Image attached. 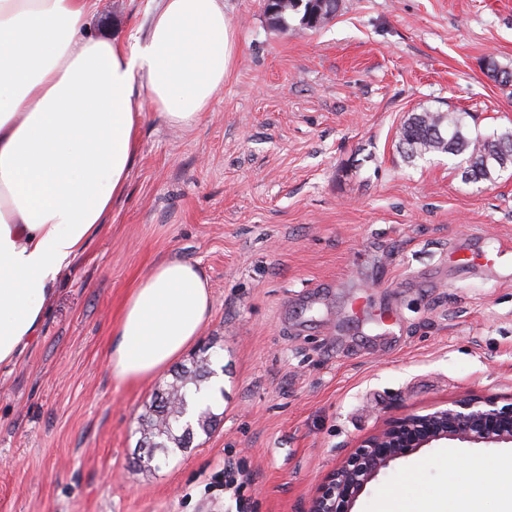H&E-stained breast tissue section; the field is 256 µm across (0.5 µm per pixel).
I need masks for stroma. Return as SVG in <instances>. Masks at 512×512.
<instances>
[{"label": "stroma", "instance_id": "1", "mask_svg": "<svg viewBox=\"0 0 512 512\" xmlns=\"http://www.w3.org/2000/svg\"><path fill=\"white\" fill-rule=\"evenodd\" d=\"M154 0H95L87 29L144 41ZM237 53L201 121L144 109L126 190L63 272L41 333L0 371V512H308L389 421L466 396L512 401V168L469 183L407 162L424 109L512 130V0H340L316 30L224 0ZM461 251L468 264L449 262ZM164 258L192 262L212 311L192 354L223 381L210 434L137 464L160 380L116 384L111 327ZM466 461L449 473L448 461ZM252 481L220 488L225 460ZM512 447L451 441L398 460L353 512H512Z\"/></svg>", "mask_w": 512, "mask_h": 512}]
</instances>
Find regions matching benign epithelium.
Instances as JSON below:
<instances>
[{"instance_id": "1", "label": "benign epithelium", "mask_w": 512, "mask_h": 512, "mask_svg": "<svg viewBox=\"0 0 512 512\" xmlns=\"http://www.w3.org/2000/svg\"><path fill=\"white\" fill-rule=\"evenodd\" d=\"M448 441L512 445V402L461 399L450 407L392 421L350 453L311 499L309 512H352L365 490L391 463Z\"/></svg>"}]
</instances>
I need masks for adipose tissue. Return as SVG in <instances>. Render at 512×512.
<instances>
[{"label":"adipose tissue","instance_id":"ef3b65f1","mask_svg":"<svg viewBox=\"0 0 512 512\" xmlns=\"http://www.w3.org/2000/svg\"><path fill=\"white\" fill-rule=\"evenodd\" d=\"M91 0H0V368L38 336L69 263L125 190L152 108L197 123L224 88V0H160L144 42L87 33ZM212 309L193 263L157 262L127 298L107 363L124 384L163 374Z\"/></svg>","mask_w":512,"mask_h":512}]
</instances>
